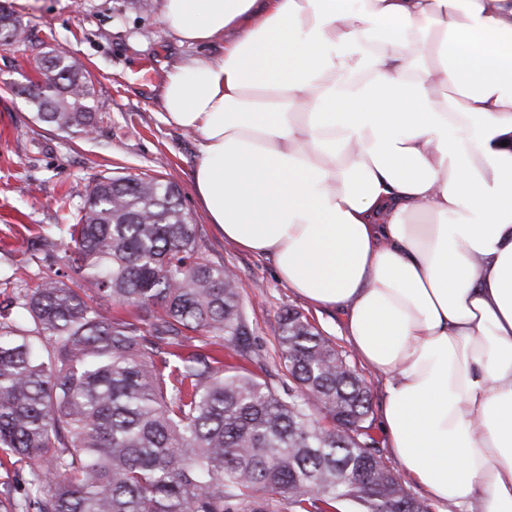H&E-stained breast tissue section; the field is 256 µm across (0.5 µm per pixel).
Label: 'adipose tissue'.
I'll list each match as a JSON object with an SVG mask.
<instances>
[{
  "label": "adipose tissue",
  "mask_w": 512,
  "mask_h": 512,
  "mask_svg": "<svg viewBox=\"0 0 512 512\" xmlns=\"http://www.w3.org/2000/svg\"><path fill=\"white\" fill-rule=\"evenodd\" d=\"M193 188L380 377L435 500L512 512V0H163Z\"/></svg>",
  "instance_id": "ef3b65f1"
}]
</instances>
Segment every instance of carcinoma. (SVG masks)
Segmentation results:
<instances>
[{
  "label": "carcinoma",
  "mask_w": 512,
  "mask_h": 512,
  "mask_svg": "<svg viewBox=\"0 0 512 512\" xmlns=\"http://www.w3.org/2000/svg\"><path fill=\"white\" fill-rule=\"evenodd\" d=\"M30 43L1 2L0 47ZM39 69L21 90L35 123L95 130L89 71L63 48ZM54 206L68 223L29 237L24 260L45 271L0 305V465L28 466L0 512H429L367 440L370 390L302 312L279 317L289 381L216 367L211 346L259 349L175 184L98 175ZM60 250L75 276L50 272Z\"/></svg>",
  "instance_id": "obj_1"
}]
</instances>
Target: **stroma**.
<instances>
[{
	"instance_id": "1",
	"label": "stroma",
	"mask_w": 512,
	"mask_h": 512,
	"mask_svg": "<svg viewBox=\"0 0 512 512\" xmlns=\"http://www.w3.org/2000/svg\"><path fill=\"white\" fill-rule=\"evenodd\" d=\"M33 33L26 53L0 48V273L11 274L27 250L29 230L59 223L56 196L80 198L90 179L104 171L159 174L177 185L185 211L200 226V253L231 268L236 276L261 358L220 352L225 371L279 379L286 369L278 347L279 316L289 308L307 315L346 353L364 378L372 410L367 433L384 461L398 467L381 427L384 391L380 380L342 334V321L317 311L276 276L271 259L239 250L209 224L193 189L201 159L197 132L168 125L159 103L166 74L186 55L220 53V45H179L162 21V0L147 7L129 0H6ZM66 48L93 75L98 123L90 137H72L34 125L20 88L39 81L36 60Z\"/></svg>"
}]
</instances>
